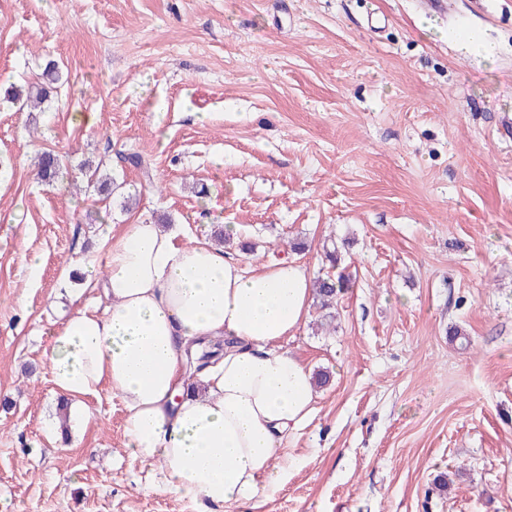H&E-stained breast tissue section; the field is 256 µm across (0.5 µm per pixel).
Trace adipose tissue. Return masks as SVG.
Instances as JSON below:
<instances>
[{"instance_id":"1","label":"adipose tissue","mask_w":512,"mask_h":512,"mask_svg":"<svg viewBox=\"0 0 512 512\" xmlns=\"http://www.w3.org/2000/svg\"><path fill=\"white\" fill-rule=\"evenodd\" d=\"M83 271L105 307L75 310L50 336L51 381L70 415L88 417L86 397L119 394L125 446L155 465L161 487L222 512L271 496L279 450L314 410L310 370L281 345L309 313L306 269L283 259L248 270L137 222L108 239L103 269ZM219 338L223 351L188 378V354Z\"/></svg>"}]
</instances>
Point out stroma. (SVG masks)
<instances>
[{"label":"stroma","instance_id":"stroma-1","mask_svg":"<svg viewBox=\"0 0 512 512\" xmlns=\"http://www.w3.org/2000/svg\"><path fill=\"white\" fill-rule=\"evenodd\" d=\"M50 60L56 99L19 111L4 90ZM165 219L313 276L349 244L334 324L311 307L283 342L329 382L239 512H512V0H0V512H204L153 488L119 397L61 434L47 360L53 323L105 305L64 271ZM62 163L60 158L50 152L41 155L39 160V177L41 180L54 183L63 178Z\"/></svg>","mask_w":512,"mask_h":512}]
</instances>
